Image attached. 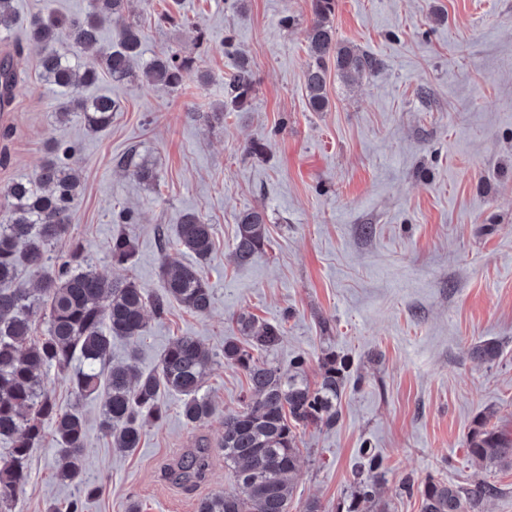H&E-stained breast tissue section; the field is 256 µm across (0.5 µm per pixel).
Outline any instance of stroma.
<instances>
[{
	"label": "stroma",
	"instance_id": "1",
	"mask_svg": "<svg viewBox=\"0 0 512 512\" xmlns=\"http://www.w3.org/2000/svg\"><path fill=\"white\" fill-rule=\"evenodd\" d=\"M89 0H14L17 19L0 55L21 49L26 76L0 115L3 190L35 176L52 144L77 149L81 184L68 241L86 247L90 266L112 280L161 287L162 255L188 263L173 229L188 212L213 226L214 251L200 269L213 292L210 311L172 305L150 320L137 365L151 371L169 343L196 337L213 362L202 394L216 406L191 426L180 401L148 425L140 445L121 453L100 430L101 397L76 398L66 375L47 390L85 421L86 475L101 487L84 512H196L199 499L236 488L221 446L225 415L242 410L245 373L224 361V340L251 315L281 325L267 361L305 359L310 383L326 353L346 365L332 427L301 428L289 512L315 500L337 512L354 492L362 449L378 456V493L388 512H421L428 481L498 492L483 512H512V468L474 461L468 439L480 422L512 436V0H336L337 38L381 67L345 82L328 70L327 107L306 96V0H128L123 21L141 27L146 57L203 59L206 78L178 89L102 75L86 97L119 108L108 127L87 131L59 121V98L40 75V49L27 38L34 16L80 15ZM178 8L183 21L161 24ZM207 46H200L198 32ZM255 74L247 106L223 112L225 80L239 60ZM223 119H216V112ZM263 144L261 154L249 151ZM152 167L153 183L132 178L121 159ZM263 211L268 239L245 265L232 252L240 211ZM117 233L135 244L127 264L112 262ZM496 342L486 363L471 348ZM209 446L204 480H178V459ZM59 457L46 431L28 460L29 479L12 512H47L72 498L55 477ZM412 479L415 493L402 492Z\"/></svg>",
	"mask_w": 512,
	"mask_h": 512
}]
</instances>
